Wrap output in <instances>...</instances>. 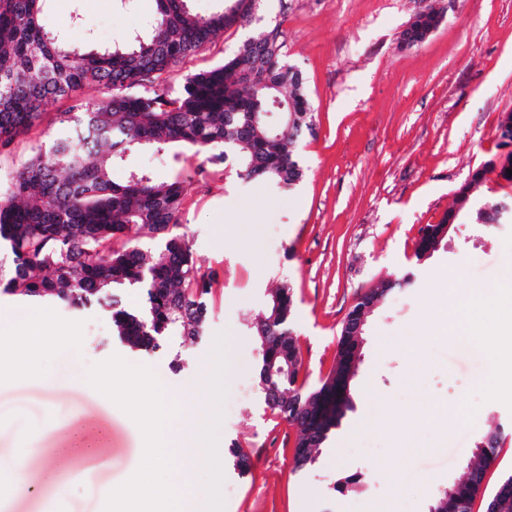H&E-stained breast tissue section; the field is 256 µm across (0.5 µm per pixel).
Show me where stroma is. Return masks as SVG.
Listing matches in <instances>:
<instances>
[{
    "instance_id": "1",
    "label": "stroma",
    "mask_w": 512,
    "mask_h": 512,
    "mask_svg": "<svg viewBox=\"0 0 512 512\" xmlns=\"http://www.w3.org/2000/svg\"><path fill=\"white\" fill-rule=\"evenodd\" d=\"M425 0H257L251 15L184 59L185 76L234 58L258 33L279 29L284 55L303 75L316 115L299 144L305 176L284 192L201 168L191 152L141 149L113 168L185 182L178 213L202 271L213 273L202 338L181 344V370L164 352L130 349L108 312H72L0 297L11 326V369L0 384V454L19 448L38 467L74 428L105 429V447L79 460L63 494L43 485L0 488V512H103L107 492L140 464L136 424L85 383L90 365L120 355L152 367L169 401L189 405L217 334L226 336L218 448L237 443L251 458L247 477L221 463L223 512H429L461 479L491 425L512 422L489 352L446 336L434 318L463 289L496 282L512 266V223L451 227L429 257L416 259L419 228L436 223L472 172L497 152V126L512 109V0H439L442 16L420 46L400 36ZM49 30L83 49L122 45L155 13V0H46ZM60 97L41 123L0 150V190L42 142L63 132ZM410 276L367 319L352 408L308 470L293 469L296 430L264 404L254 322L271 290L294 292L300 378L319 384L356 299L382 280ZM471 408L470 424L455 425Z\"/></svg>"
}]
</instances>
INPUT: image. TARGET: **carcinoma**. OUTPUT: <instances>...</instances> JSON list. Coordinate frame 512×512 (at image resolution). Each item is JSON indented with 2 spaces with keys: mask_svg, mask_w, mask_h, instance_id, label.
I'll list each match as a JSON object with an SVG mask.
<instances>
[{
  "mask_svg": "<svg viewBox=\"0 0 512 512\" xmlns=\"http://www.w3.org/2000/svg\"><path fill=\"white\" fill-rule=\"evenodd\" d=\"M45 2L0 0V148L39 123L49 100H74L61 119L67 133L37 146L0 197V296L76 312L107 307L121 342L163 350L179 370L176 345L204 335L212 278L197 266L187 234L174 231L184 182L178 176L158 181L146 170H133L117 183L111 170L136 148L163 152L181 145L204 166H221L233 156L238 178L295 188L303 178L298 145L314 126L302 73L283 59L274 28L246 40L226 63L186 77L173 92L168 81L174 68L229 25L224 10L201 16L186 0H156L157 14L143 31L122 46L87 51L48 30ZM437 26L434 13L416 18L403 32L406 47L422 44ZM86 86L105 89L106 99L83 102ZM292 110L297 119L290 126ZM498 139V148L512 146V110L501 115ZM509 169L512 154L504 163L498 153L475 170L454 206L427 225L416 258L428 256L441 230L464 218L474 224L512 223L508 199H479L485 175L496 170L511 183ZM148 240L158 246L154 256L143 249ZM408 282L405 276L383 280L358 299L340 328L332 367L314 387L299 382L291 287L271 292L255 325L262 348L260 387L264 404L296 427L294 470L314 464L317 448L331 433L320 436L324 396L358 364L360 346L350 324ZM129 287L142 292L137 309L126 308L119 298L118 290ZM284 348L296 366L268 373V363L284 362L278 356ZM505 437L499 424L478 439L473 467L439 512H472L480 495L489 505L494 493L483 492L486 471ZM229 452L238 475H248V454L235 443Z\"/></svg>",
  "mask_w": 512,
  "mask_h": 512,
  "instance_id": "obj_1",
  "label": "carcinoma"
}]
</instances>
